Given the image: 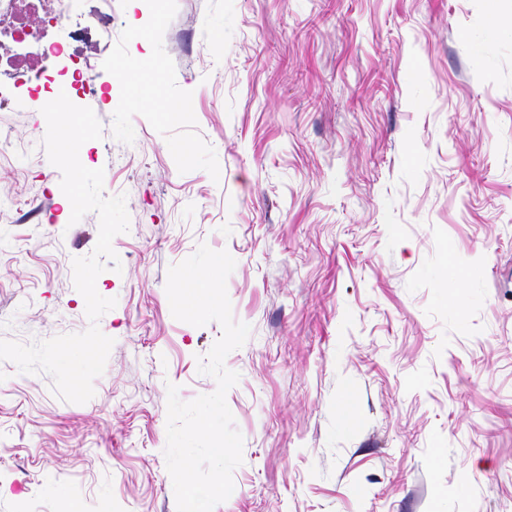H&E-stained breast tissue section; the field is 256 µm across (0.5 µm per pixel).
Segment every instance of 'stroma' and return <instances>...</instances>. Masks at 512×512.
Returning <instances> with one entry per match:
<instances>
[{
	"label": "stroma",
	"mask_w": 512,
	"mask_h": 512,
	"mask_svg": "<svg viewBox=\"0 0 512 512\" xmlns=\"http://www.w3.org/2000/svg\"><path fill=\"white\" fill-rule=\"evenodd\" d=\"M82 51L113 97L79 99V159L130 218L114 345L83 404L0 361V512H177L167 387L215 390L222 329L165 285L202 243L251 328L214 512H512V0H112ZM46 103L0 68V340L89 326L99 217L70 221Z\"/></svg>",
	"instance_id": "stroma-1"
}]
</instances>
